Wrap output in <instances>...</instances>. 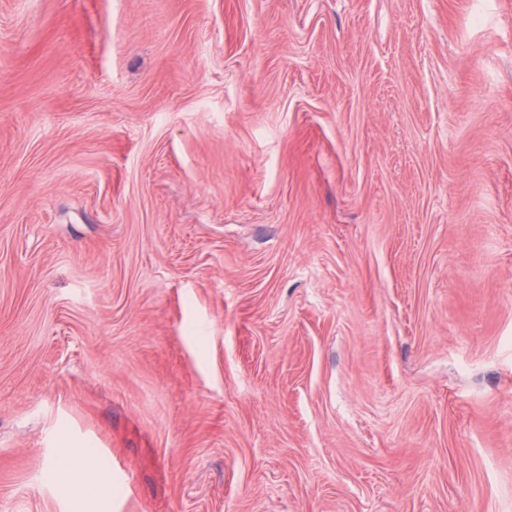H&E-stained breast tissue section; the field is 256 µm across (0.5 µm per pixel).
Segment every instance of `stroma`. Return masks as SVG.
Returning a JSON list of instances; mask_svg holds the SVG:
<instances>
[{
  "mask_svg": "<svg viewBox=\"0 0 512 512\" xmlns=\"http://www.w3.org/2000/svg\"><path fill=\"white\" fill-rule=\"evenodd\" d=\"M512 512V0H0V512ZM65 465L61 477L74 503V511L82 512V503L89 498L104 496L107 486L96 461L75 448L61 450Z\"/></svg>",
  "mask_w": 512,
  "mask_h": 512,
  "instance_id": "1",
  "label": "stroma"
}]
</instances>
